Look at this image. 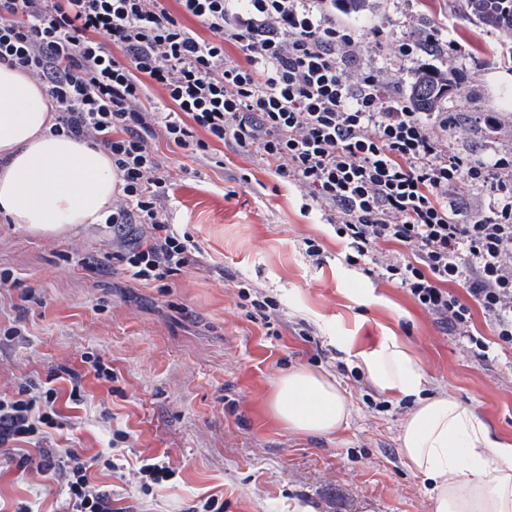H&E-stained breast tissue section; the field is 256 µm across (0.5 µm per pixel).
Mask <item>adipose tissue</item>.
Returning <instances> with one entry per match:
<instances>
[{
    "label": "adipose tissue",
    "instance_id": "ef3b65f1",
    "mask_svg": "<svg viewBox=\"0 0 512 512\" xmlns=\"http://www.w3.org/2000/svg\"><path fill=\"white\" fill-rule=\"evenodd\" d=\"M54 123L41 86L0 64V215L45 234L101 222L119 184L110 155L54 133ZM356 356L380 391L416 400L401 453L431 481L433 512H512V443L453 397L423 396L425 373L398 336ZM269 408L288 429L312 435L350 416L338 384L306 370L277 379Z\"/></svg>",
    "mask_w": 512,
    "mask_h": 512
}]
</instances>
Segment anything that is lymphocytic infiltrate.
Here are the masks:
<instances>
[{"instance_id": "f902f5d3", "label": "lymphocytic infiltrate", "mask_w": 512, "mask_h": 512, "mask_svg": "<svg viewBox=\"0 0 512 512\" xmlns=\"http://www.w3.org/2000/svg\"><path fill=\"white\" fill-rule=\"evenodd\" d=\"M176 3L0 0V64L35 79L56 131L107 152L122 176L105 222L123 249L81 266L115 259L147 285L196 264L169 222L158 142L201 158L228 143L334 228L347 265L404 288L473 355L512 348V148L458 152L468 127L414 111L401 90L397 64L437 38L366 41L337 23L336 0ZM477 310L494 339L474 334ZM58 399L48 382L0 397V446L64 428ZM95 463L76 448L39 457L41 471L64 468L72 512H112Z\"/></svg>"}]
</instances>
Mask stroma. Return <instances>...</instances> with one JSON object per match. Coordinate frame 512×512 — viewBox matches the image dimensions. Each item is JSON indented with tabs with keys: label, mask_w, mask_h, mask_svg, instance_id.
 Masks as SVG:
<instances>
[{
	"label": "stroma",
	"mask_w": 512,
	"mask_h": 512,
	"mask_svg": "<svg viewBox=\"0 0 512 512\" xmlns=\"http://www.w3.org/2000/svg\"><path fill=\"white\" fill-rule=\"evenodd\" d=\"M352 27L391 35L442 30L460 45L448 66L460 94L444 109L499 112L496 132L475 127L457 150L476 158L512 145V71L489 66L501 36L467 19L448 0H372ZM172 178L169 219L199 248L198 264L168 287L141 285L120 268L91 273L81 255L117 252L102 224L41 234L0 217V394L37 385L54 371L81 374L86 398L47 448L111 456L91 481L112 491L115 512H191L206 497L223 512H431L428 487L400 452L413 410L379 391L352 352L399 336L422 366L428 396L474 408L492 433L512 441V349L480 360L442 329L404 289L346 265L332 227L303 214L295 191L230 146L201 159L162 146ZM322 252L305 253L306 240ZM365 290L366 301L353 299ZM31 292L22 301L23 292ZM275 297L271 321L250 313L249 295ZM24 335L5 337L13 325ZM102 358L111 380L95 379L83 354ZM307 369L337 381L351 405L348 425L311 436L270 413L281 373ZM171 469L142 489V460ZM26 467L0 452V512H71L64 473Z\"/></svg>",
	"instance_id": "1"
}]
</instances>
